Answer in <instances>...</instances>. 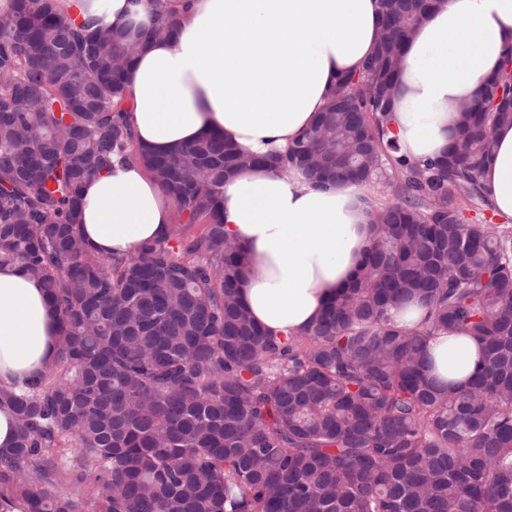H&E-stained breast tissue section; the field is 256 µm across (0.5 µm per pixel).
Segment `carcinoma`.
<instances>
[{"mask_svg": "<svg viewBox=\"0 0 512 512\" xmlns=\"http://www.w3.org/2000/svg\"><path fill=\"white\" fill-rule=\"evenodd\" d=\"M374 53L341 78L287 152L244 154L215 134L155 155L135 146L125 72L182 18L150 26L69 18L59 0H14L0 21V265L38 279L60 320L57 357L19 392L0 498L80 512H512V226L482 174L512 124V47L455 144L413 162L391 135L394 63L431 10L379 0ZM135 158L172 196L167 234L98 256L78 222L82 188ZM263 164L317 185L366 189L374 243L356 279L287 339L238 296L245 252L224 238V181ZM383 183L390 196L369 192ZM424 307L405 327L393 312ZM482 348L462 388L429 375L430 341ZM63 490L78 501L82 512H99L98 503L87 483L66 480L63 484Z\"/></svg>", "mask_w": 512, "mask_h": 512, "instance_id": "obj_1", "label": "carcinoma"}]
</instances>
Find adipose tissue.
<instances>
[{
  "label": "adipose tissue",
  "instance_id": "adipose-tissue-1",
  "mask_svg": "<svg viewBox=\"0 0 512 512\" xmlns=\"http://www.w3.org/2000/svg\"><path fill=\"white\" fill-rule=\"evenodd\" d=\"M188 15L179 37L153 39L133 58L125 106L136 144L157 153L219 133L247 153L287 149L324 107L339 77L374 52L378 0H167ZM512 45V0H440L409 38L396 80L392 130L402 152H447L459 106L473 100ZM484 184L512 223V125L495 131ZM78 219L101 255L135 254L164 236L174 203L133 159L113 160L84 186ZM354 185L321 188L265 166L224 183V235L247 254L239 297L277 334L303 331L357 274L373 238ZM59 320L40 282L0 266V386L20 388L54 358ZM438 373L465 382L479 357L461 333L433 338Z\"/></svg>",
  "mask_w": 512,
  "mask_h": 512
}]
</instances>
